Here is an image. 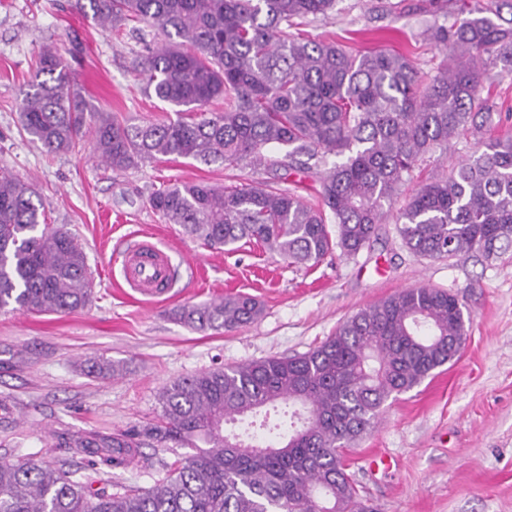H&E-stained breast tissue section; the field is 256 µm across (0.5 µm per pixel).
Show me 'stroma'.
I'll use <instances>...</instances> for the list:
<instances>
[{
    "label": "stroma",
    "instance_id": "35a3bbf8",
    "mask_svg": "<svg viewBox=\"0 0 512 512\" xmlns=\"http://www.w3.org/2000/svg\"><path fill=\"white\" fill-rule=\"evenodd\" d=\"M444 19L429 0H338L335 12L311 20L307 31L355 54L410 52L432 76L443 55L424 32ZM159 39L153 29L139 36L132 22L112 32L71 0H0V167L33 185L49 223L77 235L95 285L92 303L74 313L0 310V403L7 405L0 410V458L33 457L75 471L80 458L52 447L54 434H132L142 439L144 458L137 468L113 469L112 488H150L179 454L147 435L170 381L305 353L360 309L426 285L463 300L465 345L418 387L388 400L377 427L348 451L349 472L378 512H512V251L425 259L405 247L390 221L357 257L332 253L313 267L288 264L254 243L214 250L165 223L147 197L176 182L245 183L250 169L169 156L115 172L94 157L91 140L51 155L22 130L18 106L46 46L61 55L88 103L138 122L172 115L130 68L142 41ZM145 237L170 250L174 264L173 288L158 300L122 288L119 256ZM236 293L261 302L259 320L200 332L173 315ZM105 360L116 365V377L88 375ZM369 452L390 456L391 469L370 472L363 459Z\"/></svg>",
    "mask_w": 512,
    "mask_h": 512
}]
</instances>
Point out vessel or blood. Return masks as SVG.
Listing matches in <instances>:
<instances>
[{
  "label": "vessel or blood",
  "mask_w": 512,
  "mask_h": 512,
  "mask_svg": "<svg viewBox=\"0 0 512 512\" xmlns=\"http://www.w3.org/2000/svg\"><path fill=\"white\" fill-rule=\"evenodd\" d=\"M121 271L125 286L147 300L166 295L173 283L168 253L146 241H134L127 246Z\"/></svg>",
  "instance_id": "b4317fda"
}]
</instances>
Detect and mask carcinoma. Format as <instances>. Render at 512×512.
<instances>
[{
	"mask_svg": "<svg viewBox=\"0 0 512 512\" xmlns=\"http://www.w3.org/2000/svg\"><path fill=\"white\" fill-rule=\"evenodd\" d=\"M336 3L76 0L114 32L130 21L158 29L161 44L134 53L131 70L177 108V119L136 124L90 106L48 46L19 104L22 127L54 154L89 135L114 171L160 156L251 168L256 178L238 186L175 183L148 196L166 223L210 248L254 241L314 266L335 249L356 256L392 219L424 258L512 251V138L485 139L502 113L484 95L488 71L512 75V0H463L464 17L428 29L427 40L446 52L428 81L407 51L353 55L298 32ZM218 101L224 108L211 110ZM458 139L482 150L444 177L414 182L427 158ZM296 173L315 175L321 206L283 187ZM45 210L27 182L0 169V309L72 313L91 301L82 244L46 223ZM261 312L256 298L235 294L175 317L192 330L229 331ZM466 336L457 296L404 288L306 353L170 382L150 435L192 453L151 488L113 493L105 479L139 463L134 436L64 431L55 445L86 461L84 474L32 457L1 460L0 512H375L347 473L348 447L375 427L389 399L454 359ZM282 404L288 420L269 422Z\"/></svg>",
	"mask_w": 512,
	"mask_h": 512,
	"instance_id": "obj_1",
	"label": "carcinoma"
}]
</instances>
